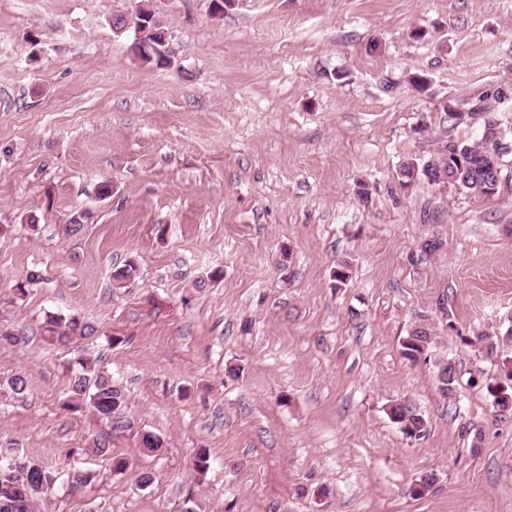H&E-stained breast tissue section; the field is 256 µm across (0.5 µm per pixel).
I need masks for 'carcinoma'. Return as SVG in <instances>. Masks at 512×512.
<instances>
[{
	"label": "carcinoma",
	"instance_id": "obj_1",
	"mask_svg": "<svg viewBox=\"0 0 512 512\" xmlns=\"http://www.w3.org/2000/svg\"><path fill=\"white\" fill-rule=\"evenodd\" d=\"M159 25L149 29L143 40L156 47L149 56L140 60L159 68L166 66L169 59L164 55L166 45L162 43L163 35ZM470 111L484 115L483 134L477 143L448 138V152L444 155L446 184L476 196H492L498 192L500 169H492L490 161L497 156L501 142L506 139L504 132L491 106L478 100L470 106ZM434 153H429L419 162H406L399 171L403 184H411L417 177H427L426 170L433 160ZM137 266L130 261L112 271V281L118 288L122 287L136 273ZM44 332L52 342L67 344L77 338H85L95 331V327L78 316L48 314L44 319ZM436 334L429 318L420 317L412 324L400 342L402 354L409 360L427 357L436 347ZM69 386L62 408L79 412L90 409L100 418L118 426L121 423V411L124 394L121 386L112 380V375L100 367L96 360L87 356L76 358L68 365ZM493 404L504 410H512V385L490 382L486 386ZM390 420L402 428V433L410 438H419L427 431V420L417 406L409 399L392 403L388 410ZM69 478L75 488L86 486L96 479L95 471L87 468H75ZM54 483V474L45 467L15 458L13 465L0 463V512H32L38 500Z\"/></svg>",
	"mask_w": 512,
	"mask_h": 512
}]
</instances>
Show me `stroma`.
Listing matches in <instances>:
<instances>
[{
    "instance_id": "obj_1",
    "label": "stroma",
    "mask_w": 512,
    "mask_h": 512,
    "mask_svg": "<svg viewBox=\"0 0 512 512\" xmlns=\"http://www.w3.org/2000/svg\"><path fill=\"white\" fill-rule=\"evenodd\" d=\"M141 1L0 0V329L28 338L0 344V446L55 474L40 512H512V411L485 389L512 348L472 343L512 326V153L490 197L398 176L431 138L480 140L444 103L486 99L512 129V0H146L164 68L109 24ZM49 312L96 333L49 344ZM422 315L438 344L411 361ZM80 354L123 387L121 427L62 409ZM401 398L425 436L389 419ZM79 467L95 483L71 487ZM160 31H166L161 24L155 28H150L144 34L142 39L150 43L152 46H155L158 50H153L150 56H141L140 60L146 64L162 68L168 64L169 59L163 53L168 46V43L165 45L162 43L163 35L158 33ZM390 420L402 428L410 438H420L427 431V420L417 406L409 399L392 403L387 412Z\"/></svg>"
}]
</instances>
